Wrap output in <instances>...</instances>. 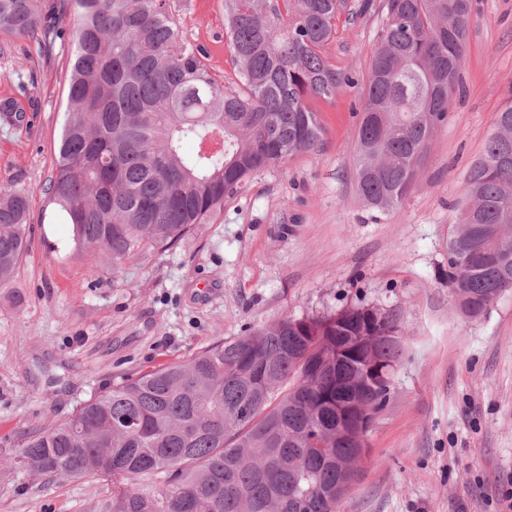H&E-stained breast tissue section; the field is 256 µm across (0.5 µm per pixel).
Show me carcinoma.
<instances>
[{"mask_svg": "<svg viewBox=\"0 0 512 512\" xmlns=\"http://www.w3.org/2000/svg\"><path fill=\"white\" fill-rule=\"evenodd\" d=\"M346 0H224L236 80L215 79L166 0H0V31L40 55L73 44L58 155L46 186L79 249L112 261L163 249L211 223L252 174L322 143L311 97L351 82L323 54ZM355 147L359 195L387 211L406 197L434 129L448 119L471 26V0H387ZM473 165L450 241L448 289L485 316L512 289V99ZM192 144L191 152L185 151ZM29 195L0 193V285L28 251ZM393 319L364 304L285 316L128 379L64 420L27 434L33 473L112 477L99 512H336L361 452L328 447L336 378L362 381L375 337L388 366ZM343 347L341 363L336 348ZM391 386L354 399L378 412ZM346 464L336 469V460ZM160 489L142 481L158 474Z\"/></svg>", "mask_w": 512, "mask_h": 512, "instance_id": "1", "label": "carcinoma"}]
</instances>
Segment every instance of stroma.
<instances>
[{"label":"stroma","mask_w":512,"mask_h":512,"mask_svg":"<svg viewBox=\"0 0 512 512\" xmlns=\"http://www.w3.org/2000/svg\"><path fill=\"white\" fill-rule=\"evenodd\" d=\"M325 48L354 82L311 106L319 151L253 174L212 223L120 262L75 249L45 192L65 122L67 49L40 56L0 33V191L30 197L31 246L0 286V512H97L112 483L35 476L18 464L26 433L112 386L285 316L362 303L403 338L391 398L337 512H505L512 495V290L466 318L444 276L467 173L512 99V0H472L448 120L415 182L387 212L359 197L358 110L386 0H347ZM217 80L235 71L224 0H168Z\"/></svg>","instance_id":"35a3bbf8"}]
</instances>
